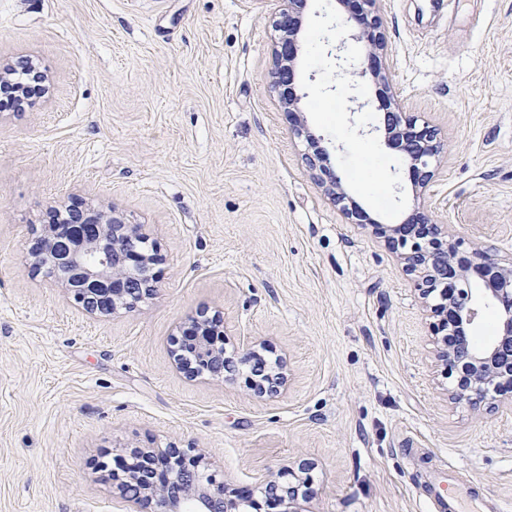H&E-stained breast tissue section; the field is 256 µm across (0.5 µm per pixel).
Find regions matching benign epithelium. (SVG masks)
<instances>
[{
  "label": "benign epithelium",
  "instance_id": "7a95c632",
  "mask_svg": "<svg viewBox=\"0 0 512 512\" xmlns=\"http://www.w3.org/2000/svg\"><path fill=\"white\" fill-rule=\"evenodd\" d=\"M281 2L283 8L275 21L270 84L280 107L293 121V134L314 147L313 153L305 154L308 167L347 218L354 224L372 227V232L397 255L407 274L413 276L414 290L429 309L432 329L440 343L438 361L453 378L450 398L473 406L497 405L502 396L512 394V259H501L495 248L482 243L464 248V240L433 223L425 208L408 220L415 228L407 235L401 224L368 220L346 192L342 177L330 166L329 153L316 147L317 137L302 118L296 67L301 51L300 16L308 0ZM376 2L336 0V8L347 12L343 23L364 45L365 61L384 110V143L400 155L412 173L415 190L423 194L435 176L433 161L442 145L428 122H418L392 102L389 78L372 65L385 49V21L375 10ZM14 75L12 65L0 64V88L12 90L22 105L28 101L29 91L41 85L43 75L35 68L24 70L22 81ZM148 240L144 225L125 222L113 207L64 205L53 208L49 221L34 231L29 255L33 266L72 295L86 312L105 315L119 307L131 309L155 290L156 253L141 252ZM91 252L103 260L112 259V266L104 270L86 264L85 256ZM471 271L486 283L485 304L495 309L499 321L498 336L479 348L474 345L472 333L480 309L467 288ZM212 323L207 312L200 311L190 317L187 330L173 339L176 364L192 377L220 375L228 367L224 347L214 341ZM259 358L261 354L251 349L239 362L252 367L257 393H271L286 383L285 376L272 367L258 368ZM132 459L124 478L112 476L129 506L154 499L159 512H308L301 506L309 502L307 479L293 469L267 478L260 501L251 493L228 497L217 476L198 459H187L180 448H136Z\"/></svg>",
  "mask_w": 512,
  "mask_h": 512
}]
</instances>
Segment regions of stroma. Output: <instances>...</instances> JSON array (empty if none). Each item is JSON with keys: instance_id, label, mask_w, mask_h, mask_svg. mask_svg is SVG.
<instances>
[{"instance_id": "obj_1", "label": "stroma", "mask_w": 512, "mask_h": 512, "mask_svg": "<svg viewBox=\"0 0 512 512\" xmlns=\"http://www.w3.org/2000/svg\"><path fill=\"white\" fill-rule=\"evenodd\" d=\"M281 0H0V59L41 94L0 106V512H123L101 462L180 448L261 491L307 466L312 512H432L450 474L512 512V406L448 400L413 280L315 182L270 88ZM382 66L444 146L425 196L375 127L360 46L309 0L300 103L349 195L397 224L419 206L512 258V0H378ZM362 102L348 110L350 98ZM149 224L155 293L93 318L27 251L51 207ZM234 362L188 379L171 337L198 311ZM260 345L288 381L253 390Z\"/></svg>"}]
</instances>
